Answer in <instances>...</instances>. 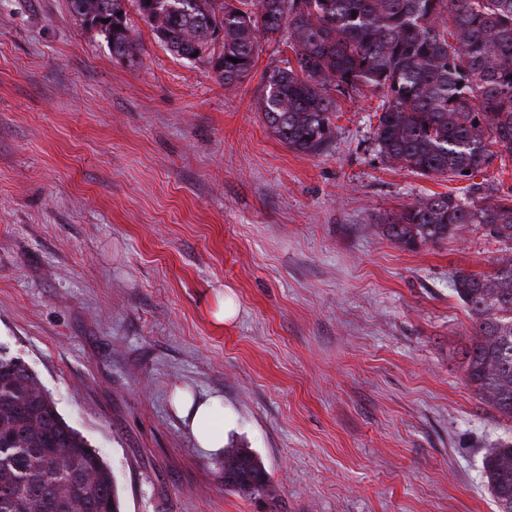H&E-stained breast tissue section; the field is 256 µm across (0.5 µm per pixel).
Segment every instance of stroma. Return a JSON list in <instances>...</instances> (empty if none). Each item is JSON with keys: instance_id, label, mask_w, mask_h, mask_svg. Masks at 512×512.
I'll use <instances>...</instances> for the list:
<instances>
[{"instance_id": "obj_1", "label": "stroma", "mask_w": 512, "mask_h": 512, "mask_svg": "<svg viewBox=\"0 0 512 512\" xmlns=\"http://www.w3.org/2000/svg\"><path fill=\"white\" fill-rule=\"evenodd\" d=\"M126 13L133 64L69 0H0V353L100 453L122 512H496L482 458L512 421L464 378L450 279L492 274L501 246L465 224L407 250L383 223L432 195L493 200L512 164L389 163L366 90L337 96L326 151L295 152L260 105L287 34L228 88ZM183 389L223 394L224 445L271 494L225 488Z\"/></svg>"}]
</instances>
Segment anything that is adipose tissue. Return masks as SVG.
Listing matches in <instances>:
<instances>
[{
	"mask_svg": "<svg viewBox=\"0 0 512 512\" xmlns=\"http://www.w3.org/2000/svg\"><path fill=\"white\" fill-rule=\"evenodd\" d=\"M224 402L220 396L184 395L180 412L186 418L194 442L206 454L222 452L224 448V421L220 417Z\"/></svg>",
	"mask_w": 512,
	"mask_h": 512,
	"instance_id": "ef3b65f1",
	"label": "adipose tissue"
}]
</instances>
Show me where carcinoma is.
Segmentation results:
<instances>
[{"label":"carcinoma","instance_id":"obj_1","mask_svg":"<svg viewBox=\"0 0 512 512\" xmlns=\"http://www.w3.org/2000/svg\"><path fill=\"white\" fill-rule=\"evenodd\" d=\"M173 54L231 86L250 74L258 36L288 29L294 60L266 74L261 110L298 153L331 142L336 94L382 93L379 152L425 176L472 178L512 159V0H132ZM112 54L137 56L125 0H69ZM238 59L233 63L230 58ZM478 224L507 256L490 276L459 270L451 291L473 336L461 351L479 400L512 420V188L490 202L434 195L388 219L403 249ZM483 469L497 512H512V441L486 449ZM269 478L245 448L224 449V486L245 496ZM0 512H121L112 472L61 415L36 376L0 357Z\"/></svg>","mask_w":512,"mask_h":512}]
</instances>
